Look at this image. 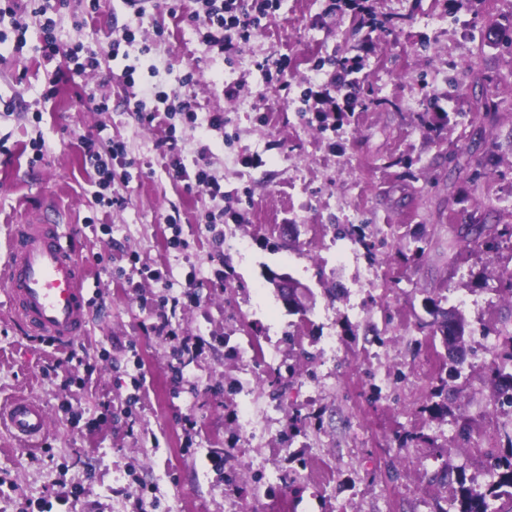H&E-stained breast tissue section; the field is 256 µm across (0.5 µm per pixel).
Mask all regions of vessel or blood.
Returning a JSON list of instances; mask_svg holds the SVG:
<instances>
[{
  "instance_id": "1",
  "label": "vessel or blood",
  "mask_w": 512,
  "mask_h": 512,
  "mask_svg": "<svg viewBox=\"0 0 512 512\" xmlns=\"http://www.w3.org/2000/svg\"><path fill=\"white\" fill-rule=\"evenodd\" d=\"M66 224L50 209L28 214L15 225L0 283L10 297L13 319L32 338L69 347L84 334L92 314L82 265L66 245ZM0 425L32 444L45 433L43 407L18 397L0 407Z\"/></svg>"
}]
</instances>
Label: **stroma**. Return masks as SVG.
<instances>
[{
    "mask_svg": "<svg viewBox=\"0 0 512 512\" xmlns=\"http://www.w3.org/2000/svg\"><path fill=\"white\" fill-rule=\"evenodd\" d=\"M166 3L156 0L129 44L121 0H99L94 12L66 0L59 50L93 47L101 68L135 64L136 83L166 91L193 73L198 115L223 111V129L205 132L163 109L141 124L117 80L104 88L108 110H96L83 92L94 71L47 97L57 64L42 55L31 0L13 2L27 27L22 50L0 25V99L22 97L13 110L0 106V263L13 226L55 205L75 228L68 244L94 306L85 335L63 351L21 333L0 285V406L30 396L47 413L33 448L0 428V512H139L142 500L147 512H435L453 490L444 464L480 484L485 450L512 452L502 438L512 409H492L487 381L488 343L512 333V292L497 280L512 271V238L489 250L453 235L482 217L512 225V52L503 45L512 0H480L474 14L453 0H368L377 16L399 17L387 30L329 12L330 0H281L229 61L203 52L185 19L195 0L177 17ZM353 56L370 104L338 112L323 96L342 99L329 79ZM480 72L505 105L476 140L462 114ZM171 129L185 165L204 161L222 198L169 177ZM91 135L103 153L123 144L133 162L108 209L95 203L96 175L84 164L81 139ZM39 136L52 151L37 161L28 144ZM256 155L262 165L245 167ZM216 206L224 221L211 227ZM351 224L363 225L374 254L342 252L336 233ZM232 231L246 250L228 246ZM417 238L420 257L407 247ZM370 261L375 288L358 284ZM156 268L162 280L144 277ZM271 270L311 288L307 314L282 304ZM429 297L468 298L474 330V353L439 413L446 350L423 327ZM248 337L276 359L245 363ZM328 338L332 356L322 353ZM386 375L393 384L373 399L372 380ZM462 425L479 446L458 439ZM407 431L424 438L401 446Z\"/></svg>",
    "mask_w": 512,
    "mask_h": 512,
    "instance_id": "stroma-1",
    "label": "stroma"
}]
</instances>
